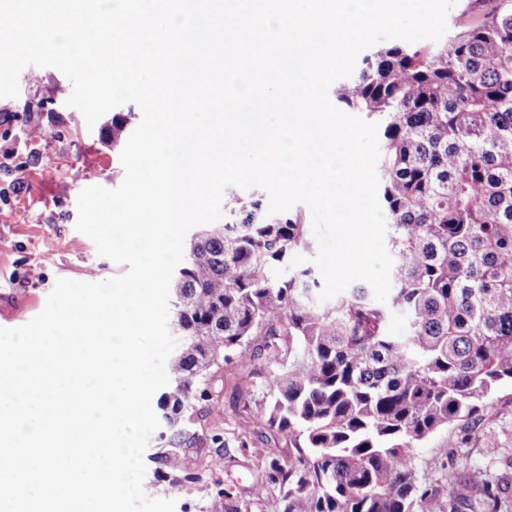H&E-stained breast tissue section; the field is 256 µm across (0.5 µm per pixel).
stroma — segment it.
Masks as SVG:
<instances>
[{
    "mask_svg": "<svg viewBox=\"0 0 512 512\" xmlns=\"http://www.w3.org/2000/svg\"><path fill=\"white\" fill-rule=\"evenodd\" d=\"M19 95L0 98V328L25 325L45 307L61 278L102 282L123 275L127 267L98 254L94 242L76 228L79 193L89 186L117 188L125 170L120 149L111 147L101 125H88L82 112L67 106L71 81L53 67H25ZM43 126L45 138L31 141L24 131ZM265 375L244 377L235 366L224 368V430H240L253 421L264 431ZM269 455L289 462L297 450L286 436L276 442L252 441L250 447L225 449L218 473L238 512H265L266 495L252 484ZM512 404L493 402L473 422L436 433L416 449L418 473L432 488V512H446L448 493L465 496L464 480L449 483L459 461L490 469L512 496Z\"/></svg>",
    "mask_w": 512,
    "mask_h": 512,
    "instance_id": "stroma-1",
    "label": "stroma"
}]
</instances>
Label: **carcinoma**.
<instances>
[{
	"label": "carcinoma",
	"mask_w": 512,
	"mask_h": 512,
	"mask_svg": "<svg viewBox=\"0 0 512 512\" xmlns=\"http://www.w3.org/2000/svg\"><path fill=\"white\" fill-rule=\"evenodd\" d=\"M335 95L381 119L391 288L384 302L365 282L320 300L312 269L288 266L312 247L302 218L224 193V223L193 238L171 282L178 345L158 398L163 446L149 456L152 485H195L202 512H238L199 453L228 444L226 363L269 369L266 425L299 449L265 460L256 490H279L267 512H422L432 489L414 448L512 391V4L435 50L375 49ZM130 117L112 115V144ZM463 470L472 495L448 478V512H503L498 483Z\"/></svg>",
	"instance_id": "obj_1"
}]
</instances>
